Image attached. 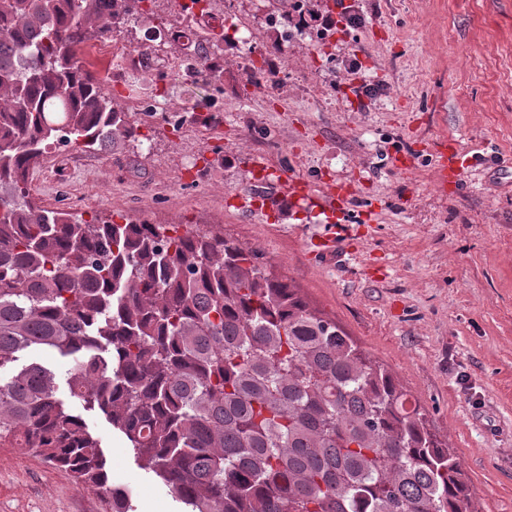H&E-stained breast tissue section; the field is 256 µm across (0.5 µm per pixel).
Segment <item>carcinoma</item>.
I'll return each mask as SVG.
<instances>
[{
	"label": "carcinoma",
	"mask_w": 512,
	"mask_h": 512,
	"mask_svg": "<svg viewBox=\"0 0 512 512\" xmlns=\"http://www.w3.org/2000/svg\"><path fill=\"white\" fill-rule=\"evenodd\" d=\"M119 0H0V374L70 357V396L188 512H474L424 407L259 256L218 235L81 222L30 196L59 143L136 140L81 57ZM31 363L0 381V447L108 494L99 438Z\"/></svg>",
	"instance_id": "cac0c4a2"
}]
</instances>
